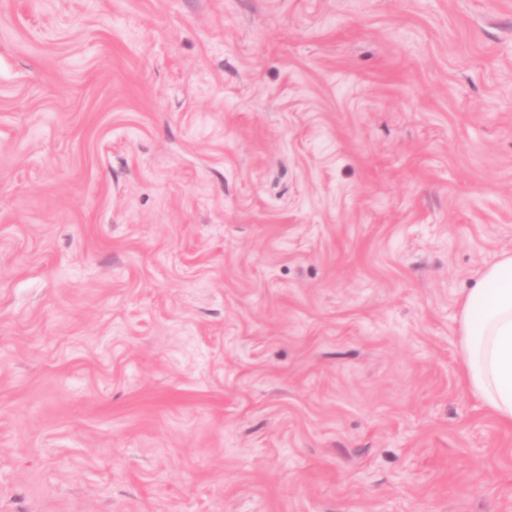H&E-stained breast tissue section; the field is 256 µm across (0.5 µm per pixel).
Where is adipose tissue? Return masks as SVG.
<instances>
[{
	"instance_id": "adipose-tissue-1",
	"label": "adipose tissue",
	"mask_w": 512,
	"mask_h": 512,
	"mask_svg": "<svg viewBox=\"0 0 512 512\" xmlns=\"http://www.w3.org/2000/svg\"><path fill=\"white\" fill-rule=\"evenodd\" d=\"M462 380L503 424H512V254L486 266L463 297Z\"/></svg>"
}]
</instances>
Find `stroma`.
I'll use <instances>...</instances> for the list:
<instances>
[{
    "label": "stroma",
    "mask_w": 512,
    "mask_h": 512,
    "mask_svg": "<svg viewBox=\"0 0 512 512\" xmlns=\"http://www.w3.org/2000/svg\"><path fill=\"white\" fill-rule=\"evenodd\" d=\"M504 252L512 0H0V512H512ZM459 335L465 388L512 424V254L486 266L463 297Z\"/></svg>",
    "instance_id": "stroma-1"
}]
</instances>
